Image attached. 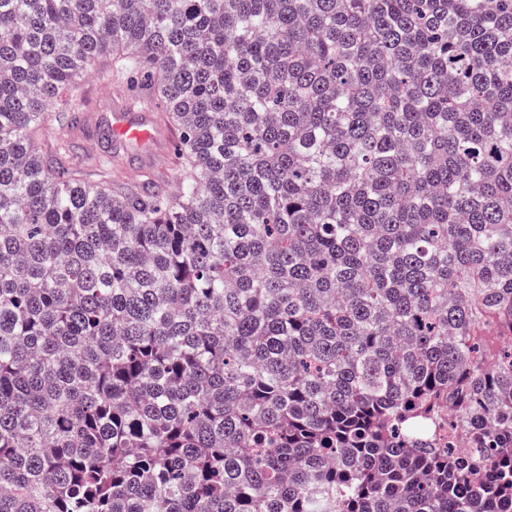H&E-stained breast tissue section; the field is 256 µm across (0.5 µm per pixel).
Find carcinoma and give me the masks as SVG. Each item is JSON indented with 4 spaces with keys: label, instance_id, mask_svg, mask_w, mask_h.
Instances as JSON below:
<instances>
[{
    "label": "carcinoma",
    "instance_id": "cac0c4a2",
    "mask_svg": "<svg viewBox=\"0 0 512 512\" xmlns=\"http://www.w3.org/2000/svg\"><path fill=\"white\" fill-rule=\"evenodd\" d=\"M0 512H512V0H0ZM101 81L98 78L86 79L71 89L67 97L83 102L86 111L83 112L84 116L94 113L100 116L99 123L107 122L112 129V138L117 142L155 143L159 138L160 128L150 108L159 117L156 105L146 99L141 107L124 106L112 112L114 102L122 101L120 92L113 84L111 86ZM101 86L112 87V95L101 90ZM110 112L111 115L107 117ZM97 127L94 130L96 144L86 146L87 128L86 126L84 128V122L78 134V142L84 153L91 158L97 159L112 152L113 162V156L119 155L120 166L112 168V179L127 182V180H133L137 176L150 174L163 179L168 188L173 189L175 187L179 181V173L176 163L178 134L174 129L162 125L166 133L172 137V141L165 154L162 155L161 153L155 163L151 164L148 157L154 151L153 147L131 144L115 148L111 141L104 140L100 134L98 135Z\"/></svg>",
    "mask_w": 512,
    "mask_h": 512
}]
</instances>
